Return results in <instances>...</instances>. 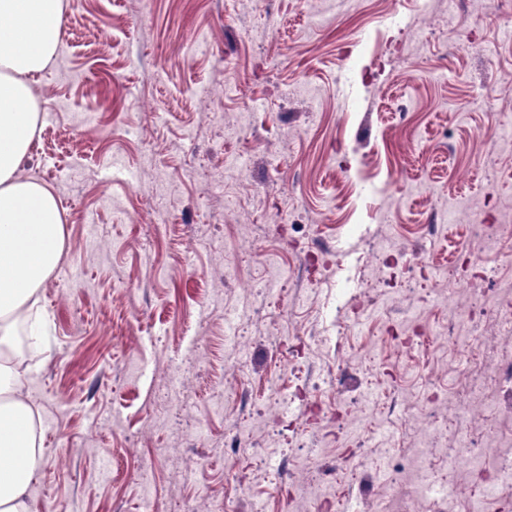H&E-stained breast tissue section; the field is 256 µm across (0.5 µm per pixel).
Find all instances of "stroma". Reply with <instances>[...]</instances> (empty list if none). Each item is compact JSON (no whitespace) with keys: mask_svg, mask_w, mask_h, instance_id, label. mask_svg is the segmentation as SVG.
<instances>
[{"mask_svg":"<svg viewBox=\"0 0 512 512\" xmlns=\"http://www.w3.org/2000/svg\"><path fill=\"white\" fill-rule=\"evenodd\" d=\"M35 91L28 173L65 226L28 361L38 512H306L322 483L382 512L392 461L442 477L451 437L387 408L447 354L389 334L442 333V269L512 279L507 245L463 247L512 216V0H79Z\"/></svg>","mask_w":512,"mask_h":512,"instance_id":"35a3bbf8","label":"stroma"}]
</instances>
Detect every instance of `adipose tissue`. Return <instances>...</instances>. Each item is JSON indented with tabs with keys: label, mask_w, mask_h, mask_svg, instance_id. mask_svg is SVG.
<instances>
[{
	"label": "adipose tissue",
	"mask_w": 512,
	"mask_h": 512,
	"mask_svg": "<svg viewBox=\"0 0 512 512\" xmlns=\"http://www.w3.org/2000/svg\"><path fill=\"white\" fill-rule=\"evenodd\" d=\"M66 0H0V512H33L30 485L42 456L26 373L4 359L18 323L39 301L65 230L58 200L23 175L34 155L37 76L62 40Z\"/></svg>",
	"instance_id": "obj_1"
}]
</instances>
